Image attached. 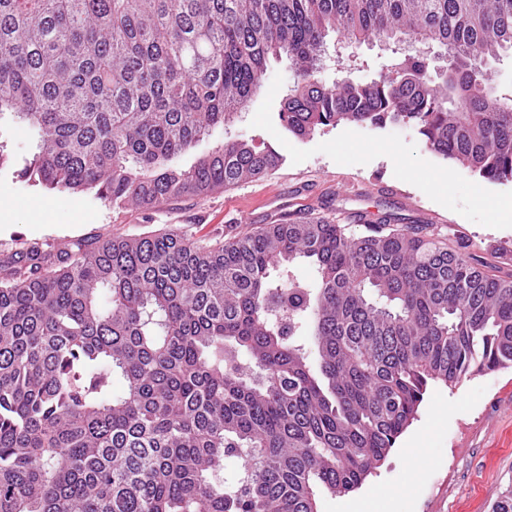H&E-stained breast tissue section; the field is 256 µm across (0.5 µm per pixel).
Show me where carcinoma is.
I'll use <instances>...</instances> for the list:
<instances>
[{
    "mask_svg": "<svg viewBox=\"0 0 512 512\" xmlns=\"http://www.w3.org/2000/svg\"><path fill=\"white\" fill-rule=\"evenodd\" d=\"M330 36L448 62L417 51L326 84ZM509 51L512 0H0V125L35 134L22 176L150 209L278 168L252 141L196 149L285 54L294 136L404 124L512 181V89L482 65ZM507 367L512 278L417 226L354 235L303 213L215 245L33 247L0 260V512H317L318 489L379 466L429 382Z\"/></svg>",
    "mask_w": 512,
    "mask_h": 512,
    "instance_id": "obj_1",
    "label": "carcinoma"
}]
</instances>
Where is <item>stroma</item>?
Here are the masks:
<instances>
[{"mask_svg": "<svg viewBox=\"0 0 512 512\" xmlns=\"http://www.w3.org/2000/svg\"><path fill=\"white\" fill-rule=\"evenodd\" d=\"M344 68L328 60L323 81L365 83L389 69L391 47L365 44ZM293 82L287 57H272L261 88L225 137L255 139L280 154L269 176L200 196L161 203L151 210L113 205L94 194L63 195L19 174L33 146L23 127L0 129L11 157L0 170V258L39 245L54 249L106 235L174 230L207 243L224 242L281 215L303 211L328 218L354 234L357 209L376 221L394 214L409 224H428L487 265L512 275V222L491 220L490 199L512 198V182H491L427 151L417 131L398 124L376 128L341 124L298 139L282 127L278 112ZM512 485V367L429 383L415 419L360 488L339 496L317 495V512H348L370 498L375 512H491Z\"/></svg>", "mask_w": 512, "mask_h": 512, "instance_id": "obj_1", "label": "stroma"}]
</instances>
